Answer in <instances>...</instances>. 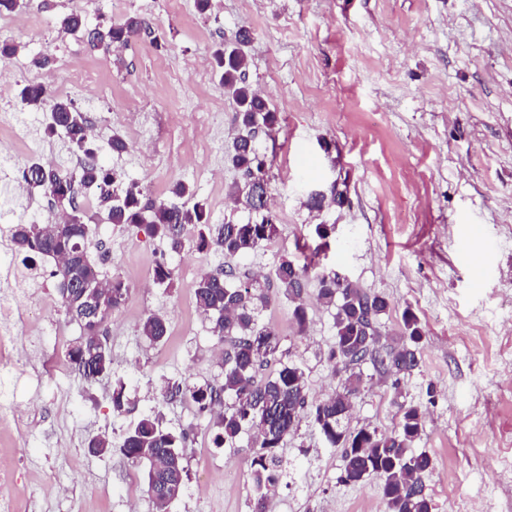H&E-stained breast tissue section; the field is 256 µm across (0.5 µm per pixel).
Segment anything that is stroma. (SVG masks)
<instances>
[{
	"label": "stroma",
	"instance_id": "35a3bbf8",
	"mask_svg": "<svg viewBox=\"0 0 512 512\" xmlns=\"http://www.w3.org/2000/svg\"><path fill=\"white\" fill-rule=\"evenodd\" d=\"M71 0H32L47 24L0 31L18 51L0 62V81L29 84L32 61L47 55L81 59L100 90L88 119L100 136L105 166L140 182L148 198H165L177 181L191 185L213 223H244L250 210L226 201L241 180L229 160L235 105L214 73L192 62L211 59L216 44L239 28L252 39L249 81L279 116L273 132L258 131L267 161L269 193L281 234L245 256L227 258L186 245L169 253L145 231L110 224L95 190L77 187L92 216L89 246L106 274L129 285L121 314L108 324L113 371L126 383L129 408L116 414L112 383H87L55 371L79 340L69 324L56 336L63 311L37 314L0 339V363L28 350L31 362L17 392L0 389V402L18 403L21 422L0 420V490L16 512H154L144 469L120 451H88V436L119 441L144 415L186 433L188 480L168 512H250L252 489L242 467L251 462L249 438L216 447V412L192 400L164 398V388L220 385L222 361L209 321L196 308L190 270H233L244 280L271 273L281 259L316 260L391 304L381 319L398 333L411 310L423 337L420 364L393 378L362 366L365 389L350 430L396 429L400 403L421 405L424 422L415 448L432 466L425 491L433 512H512V0H87L86 27H61ZM137 16L151 35L115 52L91 50L86 32ZM164 49H156V42ZM46 112L0 102V296L27 306L54 293L52 260L40 279L10 275L23 256L10 239L13 225L32 214L50 219L48 197L13 193V168L44 158L73 169L77 157L64 134H47ZM120 135L127 152H112ZM337 189L343 204L313 210L316 193ZM329 229L326 238L316 225ZM174 270L171 287L153 284L160 260ZM316 281L304 294L308 327L298 332L291 305L275 302L261 318L279 334L270 369L288 363L305 372L310 401L338 389L326 360L333 319L316 300ZM164 315L168 339L151 345L140 334L146 315ZM281 454L288 475L277 490V512H384L379 481L339 482L342 451L302 422Z\"/></svg>",
	"mask_w": 512,
	"mask_h": 512
}]
</instances>
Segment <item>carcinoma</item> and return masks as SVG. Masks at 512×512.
<instances>
[{
  "label": "carcinoma",
  "mask_w": 512,
  "mask_h": 512,
  "mask_svg": "<svg viewBox=\"0 0 512 512\" xmlns=\"http://www.w3.org/2000/svg\"><path fill=\"white\" fill-rule=\"evenodd\" d=\"M141 34H151L149 24L142 18L129 17L107 28L87 31V39L92 48L106 52L125 46ZM235 40L232 53L224 54L221 43L212 57L219 84L235 104L236 133L230 159L244 176V182L228 187L227 197L244 199L249 209L259 215V220L247 224L212 223L207 203L197 198L183 181L173 183L164 199L146 198L140 183L119 178L99 162L87 135L89 120L72 101L50 98L37 84L24 86L20 93L24 106L49 113L47 132L64 131L73 153L80 159L73 171L52 163L24 166L28 193L52 198L66 211L67 222L17 224L11 241L34 266L46 258L55 261L53 276L57 278V293L65 317L83 330L80 343L68 350L67 357L86 380L99 367L107 375L112 372L109 347L101 345L105 336L103 324L109 322V317L88 309L77 285L106 281L112 288L115 311L124 305L129 288L117 273L105 279L98 264L90 258L88 242L95 236L96 228L77 202L76 183L98 190L97 206L105 212L108 223L141 227L150 236L166 241L174 253L184 247L185 232L190 228L196 232L198 249L226 257L250 254L280 233V225L269 207L254 202L255 193L267 186L266 163L254 138L260 128L273 130L278 117L248 81L249 32L238 31ZM232 277V272L222 269L206 272L193 285L198 311L209 320L218 340L230 342V349L224 355L223 383L217 388L195 387L189 393L201 410L230 398L216 422L217 445L231 448L246 434L257 448L250 465L253 512H267L270 496L286 476L279 450L288 437L297 433L304 418L317 427L329 447L346 449L340 468L341 483L356 484L375 477L381 483L385 512H432V501L424 493L431 458L414 448L423 424L419 406L400 403L399 423L391 433L369 428L350 432L345 425L354 400L364 388L358 368L369 348L377 345L384 350L376 363L396 376L418 367L422 329L416 315L404 310L403 333L384 340L380 318L390 311L386 298L341 278L331 268L317 264L299 266L288 259L276 265L271 278L276 281L280 295L293 305L292 315L299 332H304L307 325L302 296L309 278L317 281L319 304L332 312L335 336L327 362L341 375V383L325 399L310 405L305 372L300 367L284 365L265 379L257 378L279 344L274 329L260 319L261 312L272 303L266 286L271 278L233 283ZM153 278L161 286L172 283L173 270L167 261L156 264ZM167 332L166 320L159 314H148L140 325L141 336L151 345L162 342ZM186 440V434L178 436L169 431L158 413L144 416L122 433L119 450L125 458L145 467L149 497H154L166 483L185 487Z\"/></svg>",
  "instance_id": "cac0c4a2"
}]
</instances>
